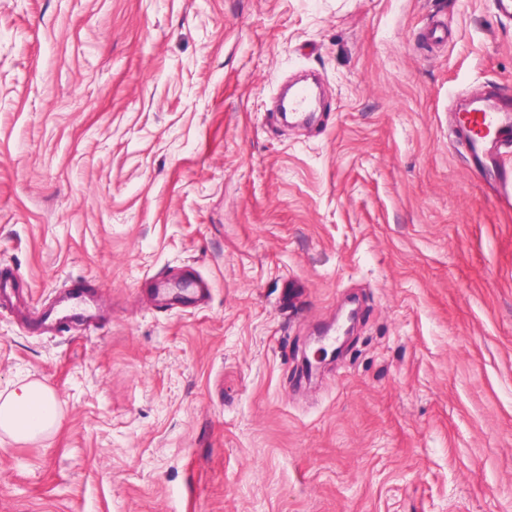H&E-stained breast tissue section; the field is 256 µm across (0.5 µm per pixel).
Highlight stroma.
<instances>
[{"instance_id": "1", "label": "stroma", "mask_w": 512, "mask_h": 512, "mask_svg": "<svg viewBox=\"0 0 512 512\" xmlns=\"http://www.w3.org/2000/svg\"><path fill=\"white\" fill-rule=\"evenodd\" d=\"M488 80L492 0H0V394L60 415L0 432V512H512V206L448 139ZM0 398V430L15 439L36 437L58 421L55 397L41 383H21Z\"/></svg>"}]
</instances>
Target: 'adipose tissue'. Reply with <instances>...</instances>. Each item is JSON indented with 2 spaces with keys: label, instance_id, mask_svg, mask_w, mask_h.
<instances>
[{
  "label": "adipose tissue",
  "instance_id": "obj_1",
  "mask_svg": "<svg viewBox=\"0 0 512 512\" xmlns=\"http://www.w3.org/2000/svg\"><path fill=\"white\" fill-rule=\"evenodd\" d=\"M58 421L54 395L41 383L19 384L0 397V432L24 440L51 430Z\"/></svg>",
  "mask_w": 512,
  "mask_h": 512
}]
</instances>
